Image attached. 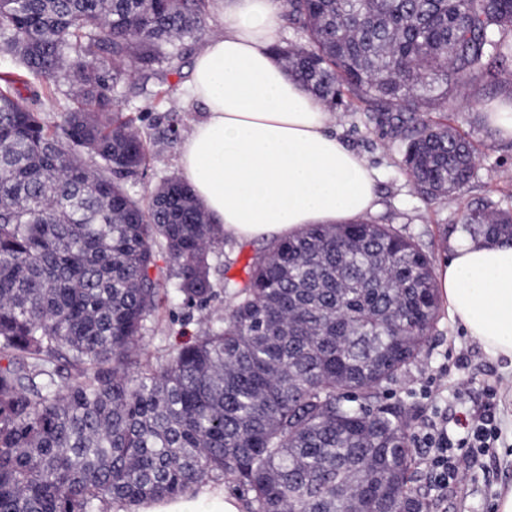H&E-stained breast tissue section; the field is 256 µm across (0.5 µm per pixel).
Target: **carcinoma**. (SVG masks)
Listing matches in <instances>:
<instances>
[{
    "label": "carcinoma",
    "mask_w": 512,
    "mask_h": 512,
    "mask_svg": "<svg viewBox=\"0 0 512 512\" xmlns=\"http://www.w3.org/2000/svg\"><path fill=\"white\" fill-rule=\"evenodd\" d=\"M209 0H0V512H97L223 481L248 512H429L408 412L380 392L411 371L437 320L433 259L388 224H317L275 239L224 279V317L158 363L137 346L161 303L216 296L221 225L177 176L147 198L157 77ZM305 38L275 54L333 111L371 108L429 200L461 189L475 157L432 109L512 64V0H284ZM141 74L148 131L114 109ZM46 80L49 122L15 84ZM76 91L62 93L65 82ZM512 241V209L463 215Z\"/></svg>",
    "instance_id": "cac0c4a2"
}]
</instances>
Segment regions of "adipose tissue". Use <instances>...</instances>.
Instances as JSON below:
<instances>
[{"label":"adipose tissue","instance_id":"adipose-tissue-1","mask_svg":"<svg viewBox=\"0 0 512 512\" xmlns=\"http://www.w3.org/2000/svg\"><path fill=\"white\" fill-rule=\"evenodd\" d=\"M283 11L282 0H222L221 29L193 63L190 93L203 116L180 145L178 167L213 223L240 240L364 222L379 207L374 170L273 53ZM437 285L451 317L491 358L512 359V243L456 239ZM135 512L239 509L223 486L208 484Z\"/></svg>","mask_w":512,"mask_h":512}]
</instances>
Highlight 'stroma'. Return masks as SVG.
Instances as JSON below:
<instances>
[{
    "label": "stroma",
    "instance_id": "35a3bbf8",
    "mask_svg": "<svg viewBox=\"0 0 512 512\" xmlns=\"http://www.w3.org/2000/svg\"><path fill=\"white\" fill-rule=\"evenodd\" d=\"M201 42L187 39L178 42L179 72L170 81L176 87L169 107L182 129H189L195 117L185 103L191 81L193 59ZM512 98V74L495 72L472 81L466 97L449 102L446 115L450 123L472 138L477 152L476 173L461 190L445 197L428 200L400 169L401 155L394 140L380 134L370 123L364 109L336 115V134L350 149L362 154L378 174L377 191L382 208L375 216L378 224H389L411 236L435 264L448 259L456 227L467 209H501L512 205V139H503L498 129L485 119L489 109ZM179 145L153 141L145 176L131 182L129 189L136 198H144L161 182L177 175ZM265 240L235 242L217 250L213 259L216 283L225 278L242 279L246 266ZM230 300L218 295L207 311H199L179 300H171L148 322L138 345L142 357L159 360L176 346L193 341L205 328V317L223 316ZM465 353V366H458V353ZM439 381L435 405H427L422 390ZM495 386L498 395L497 419L502 434L492 455L480 458L465 470L460 483L450 486L447 500H439L432 489L428 473H421L420 485L430 512H496L501 488L512 484V361L494 360L486 355L480 342L453 321L447 308H440L437 321L411 372L387 387L385 402L398 404L408 411L412 428L435 410L448 414L481 407L487 386Z\"/></svg>",
    "mask_w": 512,
    "mask_h": 512
}]
</instances>
